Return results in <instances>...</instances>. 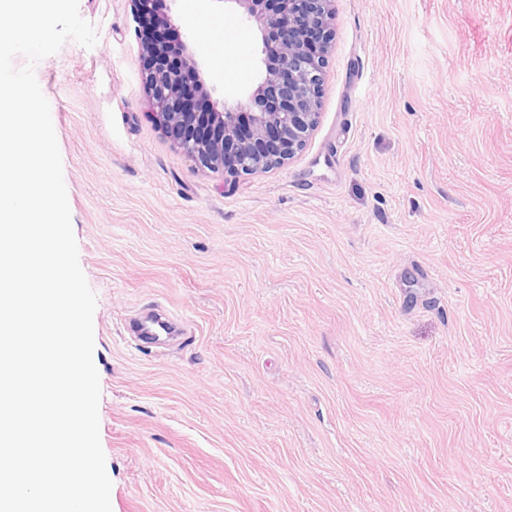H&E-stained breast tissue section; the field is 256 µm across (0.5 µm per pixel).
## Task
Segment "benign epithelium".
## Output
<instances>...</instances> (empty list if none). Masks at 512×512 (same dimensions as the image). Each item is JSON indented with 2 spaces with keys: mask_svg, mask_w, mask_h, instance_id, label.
<instances>
[{
  "mask_svg": "<svg viewBox=\"0 0 512 512\" xmlns=\"http://www.w3.org/2000/svg\"><path fill=\"white\" fill-rule=\"evenodd\" d=\"M256 25L263 47L288 32L277 63L264 58L265 75L249 102L218 108L184 32L156 0H132L138 27L177 32V52L163 54L162 39H140L141 67L150 116L175 147L206 169L231 179L266 173L303 150L315 130L323 68L334 21V0H228Z\"/></svg>",
  "mask_w": 512,
  "mask_h": 512,
  "instance_id": "7a95c632",
  "label": "benign epithelium"
}]
</instances>
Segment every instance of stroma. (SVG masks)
I'll use <instances>...</instances> for the list:
<instances>
[{"instance_id": "1", "label": "stroma", "mask_w": 512, "mask_h": 512, "mask_svg": "<svg viewBox=\"0 0 512 512\" xmlns=\"http://www.w3.org/2000/svg\"><path fill=\"white\" fill-rule=\"evenodd\" d=\"M319 122L228 181L149 118L132 0L35 73L80 266L112 512H512V0H335ZM215 100L265 74L230 0ZM172 310L178 338L130 322Z\"/></svg>"}]
</instances>
